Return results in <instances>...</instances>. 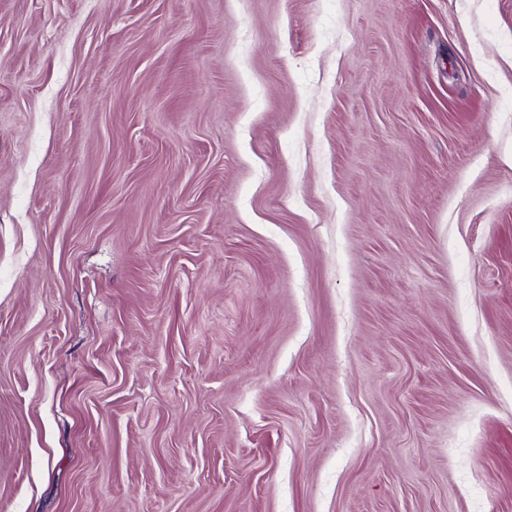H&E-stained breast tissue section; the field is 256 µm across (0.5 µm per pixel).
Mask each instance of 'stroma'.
<instances>
[{"label":"stroma","mask_w":512,"mask_h":512,"mask_svg":"<svg viewBox=\"0 0 512 512\" xmlns=\"http://www.w3.org/2000/svg\"><path fill=\"white\" fill-rule=\"evenodd\" d=\"M0 512H512V0H0Z\"/></svg>","instance_id":"35a3bbf8"}]
</instances>
